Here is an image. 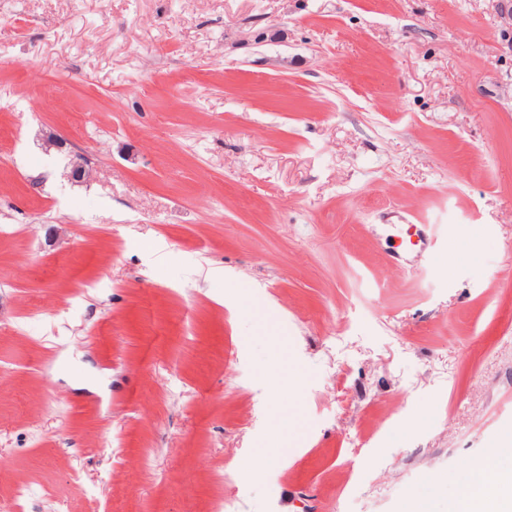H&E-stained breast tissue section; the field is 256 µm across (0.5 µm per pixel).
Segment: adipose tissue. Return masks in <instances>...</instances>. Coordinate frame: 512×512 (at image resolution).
Listing matches in <instances>:
<instances>
[{
    "label": "adipose tissue",
    "mask_w": 512,
    "mask_h": 512,
    "mask_svg": "<svg viewBox=\"0 0 512 512\" xmlns=\"http://www.w3.org/2000/svg\"><path fill=\"white\" fill-rule=\"evenodd\" d=\"M512 460V432H505L491 452L480 461L449 472L447 479L457 490L449 498L447 512H495L497 498L512 496V470H501Z\"/></svg>",
    "instance_id": "obj_1"
}]
</instances>
